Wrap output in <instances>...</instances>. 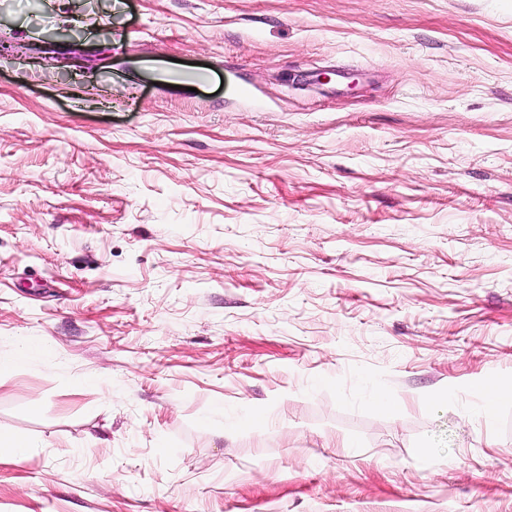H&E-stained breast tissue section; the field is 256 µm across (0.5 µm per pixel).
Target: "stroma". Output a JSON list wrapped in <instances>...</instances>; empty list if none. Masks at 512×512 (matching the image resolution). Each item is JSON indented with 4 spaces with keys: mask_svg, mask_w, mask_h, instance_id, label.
Masks as SVG:
<instances>
[{
    "mask_svg": "<svg viewBox=\"0 0 512 512\" xmlns=\"http://www.w3.org/2000/svg\"><path fill=\"white\" fill-rule=\"evenodd\" d=\"M0 362V512H512V0H0ZM503 400H512V381L496 382L487 387L486 401L483 407L484 415L491 417L495 413L498 403ZM31 447L28 439L20 434L0 431V453H9L17 458H23Z\"/></svg>",
    "mask_w": 512,
    "mask_h": 512,
    "instance_id": "1",
    "label": "stroma"
}]
</instances>
